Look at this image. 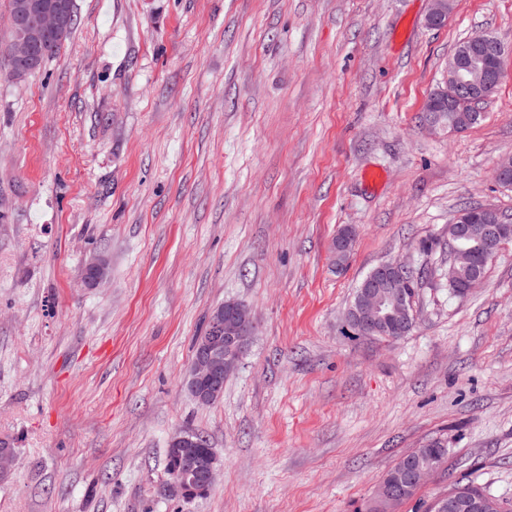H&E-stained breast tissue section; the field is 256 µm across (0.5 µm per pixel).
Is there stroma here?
Segmentation results:
<instances>
[{
  "instance_id": "obj_1",
  "label": "stroma",
  "mask_w": 512,
  "mask_h": 512,
  "mask_svg": "<svg viewBox=\"0 0 512 512\" xmlns=\"http://www.w3.org/2000/svg\"><path fill=\"white\" fill-rule=\"evenodd\" d=\"M429 7L74 0L70 36L16 83L0 0V512H366L434 440L447 461L397 512L470 480L512 503V241L473 291L447 276L462 208L512 218V55L480 121L423 122L462 40L512 46V0H454L435 28ZM390 260L420 272L414 329L349 334L358 282ZM229 301L256 327L203 405L192 342ZM182 430L219 468L191 502L163 493Z\"/></svg>"
}]
</instances>
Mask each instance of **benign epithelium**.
I'll return each mask as SVG.
<instances>
[{
	"instance_id": "7a95c632",
	"label": "benign epithelium",
	"mask_w": 512,
	"mask_h": 512,
	"mask_svg": "<svg viewBox=\"0 0 512 512\" xmlns=\"http://www.w3.org/2000/svg\"><path fill=\"white\" fill-rule=\"evenodd\" d=\"M450 15L449 0H431L426 22L432 26L445 23ZM70 19V0H14L6 23L12 33L7 54L12 61L8 77L14 81L26 78L39 62V54L51 40H62ZM480 43L465 45L458 60L448 67L444 86L432 93L424 107L426 112H477L478 104L496 90L503 75V65L491 66L489 59L504 60L509 50L493 36L479 37ZM472 217L457 215L448 225V278H453L460 250L455 241L470 230ZM407 265L399 261L387 264V271L363 289L355 305L347 311V327L359 337H369L388 330V321L396 310L414 313L412 299L407 294V282L402 271ZM107 274V262L97 258L88 264L85 282L94 287ZM254 331L251 311L234 302H226L212 313L208 334L199 339L196 355L187 377L188 389L202 404H210L223 389L224 378L238 365ZM204 446V438L184 430L168 442L170 457L177 462L175 476L166 485L167 496L185 501L207 497L217 474L214 455L200 459L190 452ZM15 452L0 448V482L12 474ZM488 502L473 500L461 492L448 494V512H485Z\"/></svg>"
}]
</instances>
